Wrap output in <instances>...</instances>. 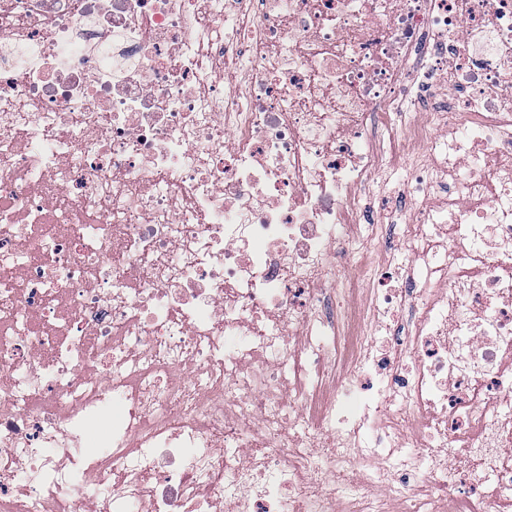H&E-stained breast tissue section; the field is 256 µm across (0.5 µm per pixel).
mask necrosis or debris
<instances>
[{
    "label": "necrosis or debris",
    "mask_w": 512,
    "mask_h": 512,
    "mask_svg": "<svg viewBox=\"0 0 512 512\" xmlns=\"http://www.w3.org/2000/svg\"><path fill=\"white\" fill-rule=\"evenodd\" d=\"M510 501L512 0H0V512Z\"/></svg>",
    "instance_id": "necrosis-or-debris-1"
}]
</instances>
